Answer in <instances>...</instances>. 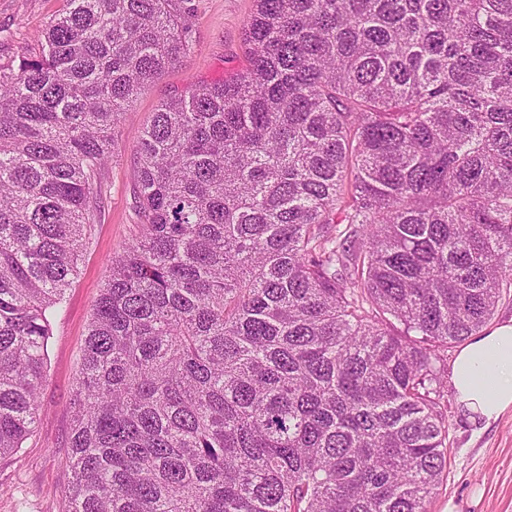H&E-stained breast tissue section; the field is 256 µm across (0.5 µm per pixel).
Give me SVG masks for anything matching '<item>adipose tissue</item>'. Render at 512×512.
<instances>
[{"label":"adipose tissue","mask_w":512,"mask_h":512,"mask_svg":"<svg viewBox=\"0 0 512 512\" xmlns=\"http://www.w3.org/2000/svg\"><path fill=\"white\" fill-rule=\"evenodd\" d=\"M452 385L470 419L491 422L512 410V322L473 336L458 351Z\"/></svg>","instance_id":"1"}]
</instances>
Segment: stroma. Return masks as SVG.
I'll use <instances>...</instances> for the list:
<instances>
[{"mask_svg": "<svg viewBox=\"0 0 512 512\" xmlns=\"http://www.w3.org/2000/svg\"><path fill=\"white\" fill-rule=\"evenodd\" d=\"M190 47L152 82L116 132L113 160L102 171V205L84 246L79 273L53 327L39 417L22 448L0 457V512H68L67 439L75 378L107 260L141 221L137 208L136 148L157 106L194 82L213 83L246 65L243 26L254 0H189ZM65 0H0V63L39 50L47 22ZM441 408L448 423L447 465L428 512H512V410L497 421L468 419L445 385Z\"/></svg>", "mask_w": 512, "mask_h": 512, "instance_id": "35a3bbf8", "label": "stroma"}]
</instances>
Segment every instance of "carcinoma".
Instances as JSON below:
<instances>
[{
	"label": "carcinoma",
	"mask_w": 512,
	"mask_h": 512,
	"mask_svg": "<svg viewBox=\"0 0 512 512\" xmlns=\"http://www.w3.org/2000/svg\"><path fill=\"white\" fill-rule=\"evenodd\" d=\"M66 2L0 63V456L37 422L115 130L189 48L176 0ZM255 2L245 68L138 144L70 512H427L445 351L512 287V0Z\"/></svg>",
	"instance_id": "obj_1"
}]
</instances>
